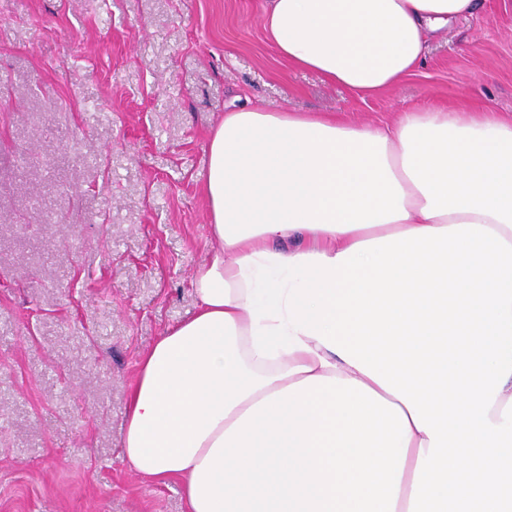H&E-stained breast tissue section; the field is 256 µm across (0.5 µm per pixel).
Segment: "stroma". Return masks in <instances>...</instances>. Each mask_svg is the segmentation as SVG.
<instances>
[{"label": "stroma", "instance_id": "35a3bbf8", "mask_svg": "<svg viewBox=\"0 0 512 512\" xmlns=\"http://www.w3.org/2000/svg\"><path fill=\"white\" fill-rule=\"evenodd\" d=\"M264 0H0V512H187L121 451L142 356L194 311L201 187L233 99L355 124L512 116V0L363 97L288 67Z\"/></svg>", "mask_w": 512, "mask_h": 512}]
</instances>
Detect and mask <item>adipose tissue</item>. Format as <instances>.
<instances>
[{"instance_id":"1","label":"adipose tissue","mask_w":512,"mask_h":512,"mask_svg":"<svg viewBox=\"0 0 512 512\" xmlns=\"http://www.w3.org/2000/svg\"><path fill=\"white\" fill-rule=\"evenodd\" d=\"M476 0H265L289 66L362 96ZM195 312L143 355L122 439L189 512L512 503V119L355 125L242 106L210 135Z\"/></svg>"}]
</instances>
